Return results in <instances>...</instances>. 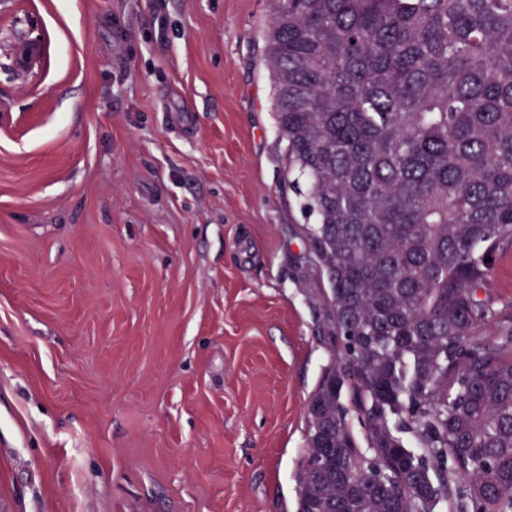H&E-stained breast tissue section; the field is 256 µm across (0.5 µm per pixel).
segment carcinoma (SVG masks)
<instances>
[{
	"mask_svg": "<svg viewBox=\"0 0 512 512\" xmlns=\"http://www.w3.org/2000/svg\"><path fill=\"white\" fill-rule=\"evenodd\" d=\"M269 2L328 284L296 512H512V0ZM491 293L497 307L512 311V249L502 253L491 273Z\"/></svg>",
	"mask_w": 512,
	"mask_h": 512,
	"instance_id": "cac0c4a2",
	"label": "carcinoma"
}]
</instances>
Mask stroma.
<instances>
[{"label":"stroma","instance_id":"obj_1","mask_svg":"<svg viewBox=\"0 0 512 512\" xmlns=\"http://www.w3.org/2000/svg\"><path fill=\"white\" fill-rule=\"evenodd\" d=\"M269 11L0 5V512H295L329 348Z\"/></svg>","mask_w":512,"mask_h":512}]
</instances>
